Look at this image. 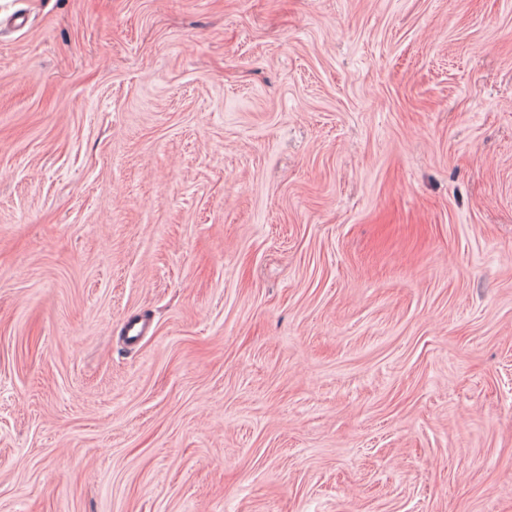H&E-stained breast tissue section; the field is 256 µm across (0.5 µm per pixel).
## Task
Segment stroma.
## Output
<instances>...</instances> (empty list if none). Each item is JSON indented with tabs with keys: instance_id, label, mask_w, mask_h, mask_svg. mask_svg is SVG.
Returning a JSON list of instances; mask_svg holds the SVG:
<instances>
[{
	"instance_id": "1",
	"label": "stroma",
	"mask_w": 512,
	"mask_h": 512,
	"mask_svg": "<svg viewBox=\"0 0 512 512\" xmlns=\"http://www.w3.org/2000/svg\"><path fill=\"white\" fill-rule=\"evenodd\" d=\"M0 512H512V0H0Z\"/></svg>"
}]
</instances>
